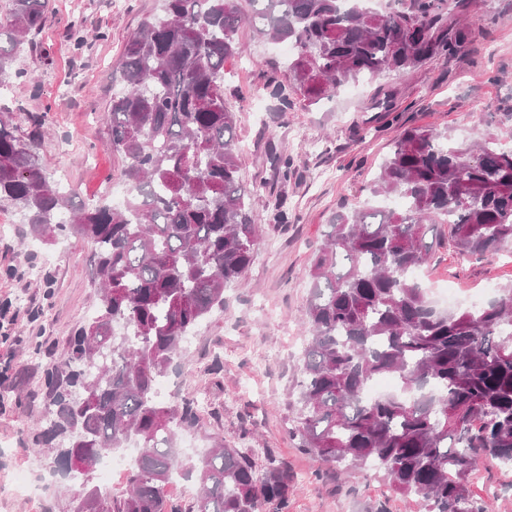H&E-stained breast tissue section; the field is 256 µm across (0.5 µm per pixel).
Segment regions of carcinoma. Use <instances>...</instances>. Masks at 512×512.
Returning a JSON list of instances; mask_svg holds the SVG:
<instances>
[{
	"mask_svg": "<svg viewBox=\"0 0 512 512\" xmlns=\"http://www.w3.org/2000/svg\"><path fill=\"white\" fill-rule=\"evenodd\" d=\"M48 0H10L0 23V84L15 55L38 48ZM451 0H163L162 16L126 43L123 91L107 115L112 151L126 161L122 207L77 208L44 174L25 115L0 114V198L35 234L57 229L95 245L99 314L74 334L67 357L46 369L57 406L44 434L62 437L63 477L90 469L134 439L138 466L125 493L99 495L98 512H177L167 486L185 469L198 493L187 512H265L288 501V469L270 453L263 477L250 456L218 446L184 466L176 430L199 422L195 401L167 409L154 385L187 332L239 283L254 258L260 218L239 177L236 115L224 100V61L243 52L246 24L293 47L284 105L308 103L362 76L446 57L468 39L448 34ZM288 180L293 160L272 155ZM380 205L336 214L311 259L310 336L300 382V447L327 464L380 471L418 512H485L471 491L484 456L512 465V285L483 306L435 309L412 273L426 261L436 224L462 254L512 245V148L493 134L458 145L435 129L404 130L369 186ZM391 376L400 389L376 400L366 384ZM88 468L69 466L74 451Z\"/></svg>",
	"mask_w": 512,
	"mask_h": 512,
	"instance_id": "carcinoma-1",
	"label": "carcinoma"
}]
</instances>
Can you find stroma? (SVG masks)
Wrapping results in <instances>:
<instances>
[{
    "label": "stroma",
    "instance_id": "35a3bbf8",
    "mask_svg": "<svg viewBox=\"0 0 512 512\" xmlns=\"http://www.w3.org/2000/svg\"><path fill=\"white\" fill-rule=\"evenodd\" d=\"M162 0H49L38 37L40 51H21L0 107L37 117L36 155L51 180L92 207L111 202L124 158L112 152L102 117L122 90L112 79L128 39ZM466 23L470 36L454 55L381 74L346 91L285 107L272 94L283 56L277 43L240 29L246 49L224 64V93L237 114L240 178L260 183L253 209L261 218L254 259L242 283L224 291L188 333L166 376L173 393L163 406L206 396L197 426L179 429L182 460L194 461L217 444L249 453L257 474L267 453L287 466L285 512H417L392 491L380 472L327 464L299 446L304 327L310 260L336 213L361 205L404 128L431 127L469 142L488 131L512 145V0H465L448 26ZM83 40H75L72 27ZM293 160L281 182L269 153ZM288 223L273 224L275 201ZM92 245L61 235L55 244L36 236L20 209L0 200V298L18 319V344L0 348L9 379L0 378V512H71L72 494L55 470L56 441L42 435L48 411L44 372L62 357L75 327L97 309ZM418 280L433 300L454 290L456 306L483 305L512 284V252L463 257L447 238L434 243ZM40 317L29 322L27 314ZM30 472L36 497L12 495L16 476ZM472 494L486 512H512V467L478 463Z\"/></svg>",
    "mask_w": 512,
    "mask_h": 512
}]
</instances>
